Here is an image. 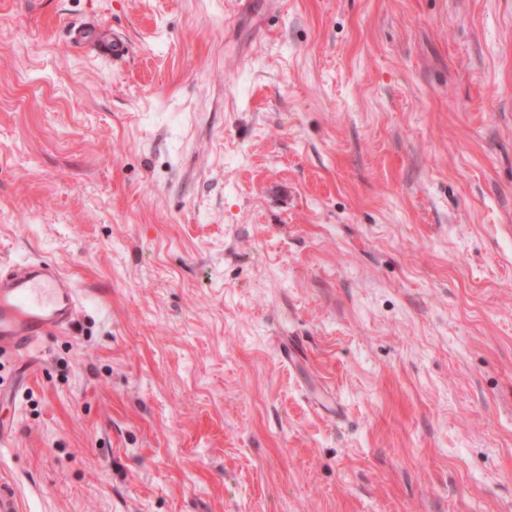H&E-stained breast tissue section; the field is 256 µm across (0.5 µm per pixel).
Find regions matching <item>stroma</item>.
<instances>
[{
    "label": "stroma",
    "mask_w": 512,
    "mask_h": 512,
    "mask_svg": "<svg viewBox=\"0 0 512 512\" xmlns=\"http://www.w3.org/2000/svg\"><path fill=\"white\" fill-rule=\"evenodd\" d=\"M0 258L22 512H512V0H0ZM3 268L0 349L27 353L36 340L72 327L80 302L79 288L56 264L28 261Z\"/></svg>",
    "instance_id": "stroma-1"
}]
</instances>
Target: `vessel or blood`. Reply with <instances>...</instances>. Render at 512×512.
Here are the masks:
<instances>
[{"mask_svg": "<svg viewBox=\"0 0 512 512\" xmlns=\"http://www.w3.org/2000/svg\"><path fill=\"white\" fill-rule=\"evenodd\" d=\"M80 293L56 264L28 261L0 270V349L28 352L36 340L68 331Z\"/></svg>", "mask_w": 512, "mask_h": 512, "instance_id": "1", "label": "vessel or blood"}]
</instances>
